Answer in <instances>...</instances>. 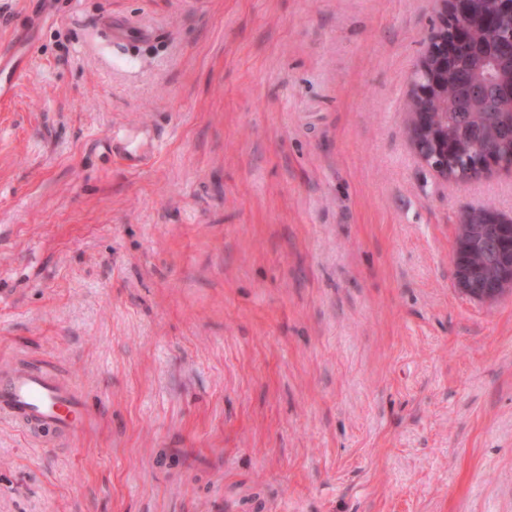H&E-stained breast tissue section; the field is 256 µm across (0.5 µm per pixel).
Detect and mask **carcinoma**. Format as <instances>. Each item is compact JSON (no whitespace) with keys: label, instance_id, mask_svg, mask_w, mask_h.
<instances>
[{"label":"carcinoma","instance_id":"1","mask_svg":"<svg viewBox=\"0 0 512 512\" xmlns=\"http://www.w3.org/2000/svg\"><path fill=\"white\" fill-rule=\"evenodd\" d=\"M491 64L495 71L488 102L476 106L471 102L470 87L485 76ZM447 94L448 112L434 113L430 120L448 119V137L456 146V157H462L467 143L474 138H485L502 147L512 144V43L502 41L491 29L474 27L470 38L456 47ZM470 260L491 277L498 255L476 248Z\"/></svg>","mask_w":512,"mask_h":512}]
</instances>
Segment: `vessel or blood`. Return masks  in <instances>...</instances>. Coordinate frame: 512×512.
Returning <instances> with one entry per match:
<instances>
[{
    "label": "vessel or blood",
    "instance_id": "b4317fda",
    "mask_svg": "<svg viewBox=\"0 0 512 512\" xmlns=\"http://www.w3.org/2000/svg\"><path fill=\"white\" fill-rule=\"evenodd\" d=\"M112 154L138 167L143 159L133 148L128 134L116 131L108 138ZM89 416L88 409L73 384L25 365L12 367L0 382V418L29 431L57 436L77 434Z\"/></svg>",
    "mask_w": 512,
    "mask_h": 512
}]
</instances>
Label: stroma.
Returning a JSON list of instances; mask_svg holds the SVG:
<instances>
[{"label":"stroma","mask_w":512,"mask_h":512,"mask_svg":"<svg viewBox=\"0 0 512 512\" xmlns=\"http://www.w3.org/2000/svg\"><path fill=\"white\" fill-rule=\"evenodd\" d=\"M437 10L0 0V366L90 413L0 421V512H512V295L451 261L512 172L411 147ZM107 144L112 154L119 155L126 160L129 167H138L142 162V153L136 148H132L130 133L125 134L119 130H114L112 131V135L108 138Z\"/></svg>","instance_id":"stroma-1"}]
</instances>
